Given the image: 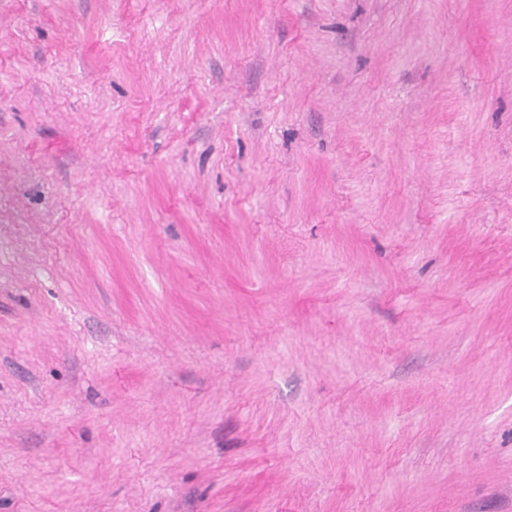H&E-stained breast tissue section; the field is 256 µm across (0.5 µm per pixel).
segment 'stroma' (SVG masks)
I'll return each instance as SVG.
<instances>
[{
    "label": "stroma",
    "mask_w": 512,
    "mask_h": 512,
    "mask_svg": "<svg viewBox=\"0 0 512 512\" xmlns=\"http://www.w3.org/2000/svg\"><path fill=\"white\" fill-rule=\"evenodd\" d=\"M0 512H512V0H0Z\"/></svg>",
    "instance_id": "obj_1"
}]
</instances>
